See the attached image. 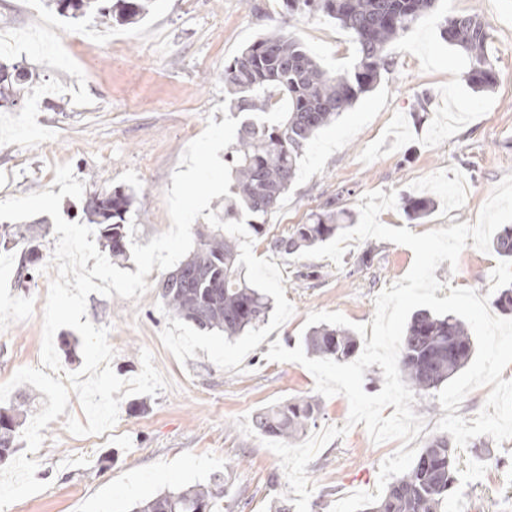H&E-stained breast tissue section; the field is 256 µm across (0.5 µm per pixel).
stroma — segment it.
Here are the masks:
<instances>
[{"instance_id": "stroma-1", "label": "stroma", "mask_w": 512, "mask_h": 512, "mask_svg": "<svg viewBox=\"0 0 512 512\" xmlns=\"http://www.w3.org/2000/svg\"><path fill=\"white\" fill-rule=\"evenodd\" d=\"M45 0H0V28H37L50 14ZM479 14L490 34L488 53L497 83L486 92L467 83L469 62L440 37L448 15ZM61 41L71 53L46 42L27 43L5 56L32 74L23 103L0 109V201L52 187L55 165L71 164L84 183L80 199L64 198L63 217L83 219L87 196L115 187L133 188L130 214L134 242L147 245L171 225L165 195L188 144L208 120L223 122L224 65L258 37L286 28L330 73L355 60L349 31L319 12L289 16L284 0H152L147 16L130 26L105 27L93 19L58 17ZM394 65L376 86L307 146L296 180L278 205L260 216L256 256L277 264L293 315L242 364L225 371L204 350L179 362L160 335L168 312L157 284L147 275L139 300L96 293L87 317L109 330L115 351L111 367L123 379L137 375L140 353L168 382L155 396L122 399L119 418L97 444L66 429L57 418L44 429L36 452L35 477L44 491L12 504L7 512H130L134 503L161 492L224 479L219 512H267L272 501L291 504L295 495L275 453L253 426L260 410L317 396L315 378L303 365L274 362L272 342L292 349L307 332L315 311L342 313L354 323L372 321L375 296L403 278L414 256L389 241L351 240L341 265L327 258L301 259L272 249L271 238L287 235L330 202L358 211L370 191L397 197L427 195L428 216L409 220L402 207L379 220L421 234L463 222L475 223L495 186L512 173V0H438L430 17L390 44ZM53 130L32 133L34 119ZM41 271L18 281L20 249H0V381L30 366L40 354L43 315L52 272L47 269L57 238L53 220L41 214ZM498 261L494 253L468 246L457 265L441 262L443 282L485 296ZM317 428L346 427L345 436L324 446L307 465L313 486L309 512H331L340 499L374 491L380 464L395 453L396 440L374 443L364 425L347 426L344 396H317ZM458 489L448 512H512V440L476 437L459 450Z\"/></svg>"}]
</instances>
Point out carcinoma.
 <instances>
[{
	"label": "carcinoma",
	"mask_w": 512,
	"mask_h": 512,
	"mask_svg": "<svg viewBox=\"0 0 512 512\" xmlns=\"http://www.w3.org/2000/svg\"><path fill=\"white\" fill-rule=\"evenodd\" d=\"M62 16L75 20L92 11L103 25L134 24L148 10L149 0H52ZM288 14L322 12L352 33L356 58L349 72L332 75L297 39L272 31L245 47L224 65V88L231 109L243 116L236 141L224 154L231 166V196L224 198V220L242 213L264 215L274 208L295 178L305 146L320 129L335 122L362 93L370 91L393 60L387 48L432 12L435 0H285ZM440 37L469 61L468 83L478 91L492 88L496 72L487 52L489 34L476 15L446 16ZM24 68L0 64V98L17 104L26 94ZM278 114L275 122L264 116ZM133 192L112 189V203L86 204L89 223L96 226L102 245L113 259L127 257L130 241L126 215ZM434 206L427 196L403 201L411 219L426 216ZM354 221V214L332 207L310 224H299L289 236L276 238L274 249L293 254L326 243ZM42 233L33 226L0 230V244L31 247ZM192 255L160 282L161 298L172 315L199 330L237 336L266 320L270 304L250 287L238 266V238L201 233ZM493 251L512 260V225L505 224L491 240ZM308 352L345 362L358 350L357 337L347 328L316 326L304 336ZM473 341L468 325L448 315L437 317L418 310L407 324L398 368L402 381L416 394H428L455 376L469 362ZM26 399L0 408V463L13 459L16 432L27 413ZM319 403L304 397L271 408L255 421L267 437L294 440L315 424ZM457 445L450 434L431 439L409 470L390 483L379 500L363 512H445L452 494ZM223 496L221 476L207 485L165 491L137 503L132 512H215Z\"/></svg>",
	"instance_id": "1"
}]
</instances>
